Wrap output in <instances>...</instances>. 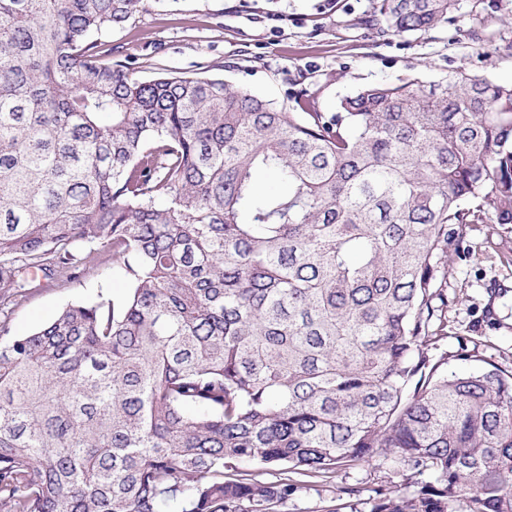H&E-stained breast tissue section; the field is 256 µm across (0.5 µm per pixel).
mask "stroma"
Here are the masks:
<instances>
[{
    "label": "stroma",
    "mask_w": 512,
    "mask_h": 512,
    "mask_svg": "<svg viewBox=\"0 0 512 512\" xmlns=\"http://www.w3.org/2000/svg\"><path fill=\"white\" fill-rule=\"evenodd\" d=\"M372 0H143L135 21L113 31L116 57L141 78L168 70L223 78L283 104L322 87L336 111L357 88L416 78L430 83L459 70L512 83V0H460L454 24L412 36H382L367 23ZM128 288L111 254L83 279L34 291L9 315L13 333L35 329L96 291L121 299ZM448 334L432 351L449 371L512 372V228L477 224L448 265ZM284 512H368L388 490L411 491L395 462L360 464L328 477H301ZM352 486L353 495L339 494Z\"/></svg>",
    "instance_id": "35a3bbf8"
}]
</instances>
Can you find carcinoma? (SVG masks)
<instances>
[{
	"mask_svg": "<svg viewBox=\"0 0 512 512\" xmlns=\"http://www.w3.org/2000/svg\"><path fill=\"white\" fill-rule=\"evenodd\" d=\"M459 2L369 23L425 32ZM141 3L0 0V310L95 253L129 280L0 321V512H280L290 473L391 457L431 480L369 512H512V373L428 356L449 252L512 224V83H376L335 112L318 87L289 112L137 78L109 37Z\"/></svg>",
	"mask_w": 512,
	"mask_h": 512,
	"instance_id": "1",
	"label": "carcinoma"
}]
</instances>
